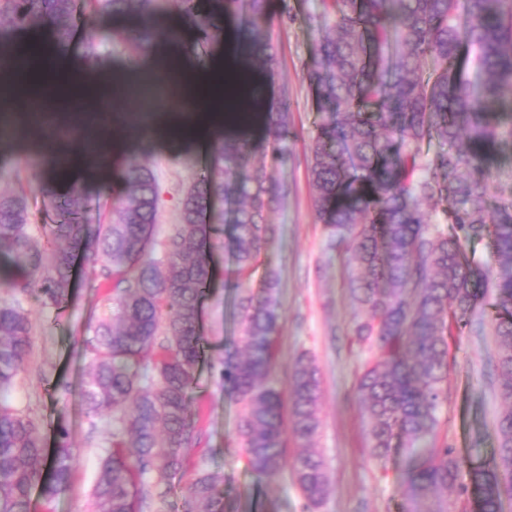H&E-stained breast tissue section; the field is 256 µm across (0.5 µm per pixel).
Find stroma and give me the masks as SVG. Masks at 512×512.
<instances>
[{"instance_id": "1", "label": "stroma", "mask_w": 512, "mask_h": 512, "mask_svg": "<svg viewBox=\"0 0 512 512\" xmlns=\"http://www.w3.org/2000/svg\"><path fill=\"white\" fill-rule=\"evenodd\" d=\"M269 12L274 17L278 66L267 84L268 94H288L294 124L287 161L268 164L287 191L283 205L267 215L279 231L264 258L280 274L275 373L278 387H285L288 372L304 352L319 367L321 427L314 446L327 464L329 492L311 511L290 468L272 476H258L245 467L237 437L238 410L225 400L220 388L218 360L238 334L235 293L230 286L233 259L224 231L215 240L214 279L203 304L201 325L209 360L199 366L191 392V408L199 413L197 426L202 439L191 449L172 484L175 491H183L198 468H207L221 478L229 512H401L406 503L401 453H394L381 466L365 449L355 387L363 366L376 351L355 336V306L348 290L353 273L350 255L329 248L308 182L315 112L305 64L325 33L327 20L321 0H269ZM37 121L41 137L56 145L65 159L100 156L98 129L111 124L113 134L132 143L126 160L147 164L156 174L157 238H164L180 223L181 201L193 178V166L185 159L193 157L195 166H204L208 160L205 150L190 144L177 150L162 149L139 125L110 112L85 111L69 100L47 106ZM55 175V169L49 168L42 156L24 149L18 141L0 148V192L27 194L33 226L54 220L51 201L38 190L36 181ZM121 205V190L81 189L87 223H112ZM100 282L98 274L78 271L69 300L60 309L43 305L36 294L21 296L0 288V303L19 302L33 325L30 355L15 385L1 394L0 400L38 421L48 447H55L59 429H67L77 454L70 489L49 507L40 491H33L31 512H93V489L112 426L105 418L91 421L80 403L79 386L91 360L83 341L91 336L98 320L111 313ZM493 357L491 328L464 330L451 342L448 402L440 412V438L462 459L460 480L464 483L471 468L489 461L498 446L500 402L490 377Z\"/></svg>"}]
</instances>
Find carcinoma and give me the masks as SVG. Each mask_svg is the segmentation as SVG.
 Listing matches in <instances>:
<instances>
[{
  "label": "carcinoma",
  "instance_id": "carcinoma-1",
  "mask_svg": "<svg viewBox=\"0 0 512 512\" xmlns=\"http://www.w3.org/2000/svg\"><path fill=\"white\" fill-rule=\"evenodd\" d=\"M329 23L312 49L306 80L317 121L309 183L329 247H343L357 267L349 290L357 309V340L376 348L356 384L370 457L385 464L408 452L403 512H466L469 494L479 512H499L512 498V202L489 206L484 165L503 137L512 101V0H321ZM195 24L198 58L224 38L223 18L238 17L246 42L265 50L273 72L268 0H0V17L18 31L49 21L64 43L84 31L85 60H101L109 41L151 51L157 21L172 12ZM101 16L135 17V28L105 30ZM265 147L288 154L291 103L284 94L261 103ZM437 142L432 155L422 144ZM245 137L217 136L209 163L195 172L182 200V220L155 251L158 206L154 172L130 164L124 198L111 224L84 223L80 189L52 196L57 216L32 233L27 196L0 194V286L29 292L38 278L42 303L62 307L71 294L72 268H100L113 284L112 314L84 341L93 354L82 384L88 413L112 419V433L94 488L95 512H173L167 493L152 497L182 470L198 440L189 404L204 352L201 302L213 280V235L223 226L217 203L235 202L232 256L240 336L224 348V398L240 406L238 436L247 467L278 473L288 443L300 451L294 480L310 504L326 497L325 461L314 450L320 428L321 377L315 361H295L287 391L275 386L278 273L266 268L263 287L252 271L277 233L266 213L286 190L264 165L251 163ZM451 225L452 231L445 230ZM488 239L497 270L468 255L465 244ZM494 294L490 324L496 338L497 458L471 468L458 483L461 460L438 435L447 402L448 337L471 324ZM32 323L23 307L0 305V391L8 390L27 360ZM76 463L66 431L47 456L40 425L0 405V512H30L40 487L51 501L65 492ZM220 479L203 472L185 489V512H225ZM457 492L456 501L437 495Z\"/></svg>",
  "mask_w": 512,
  "mask_h": 512
}]
</instances>
